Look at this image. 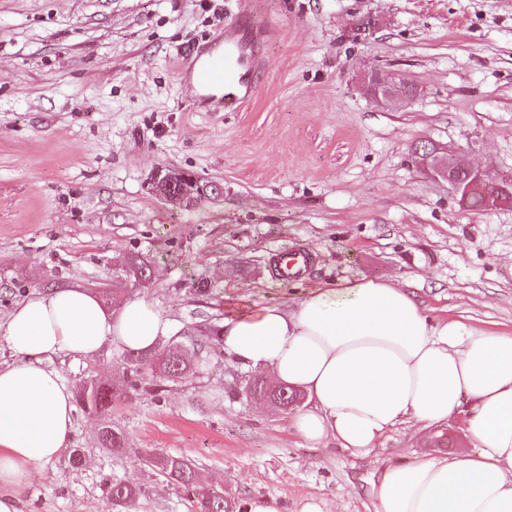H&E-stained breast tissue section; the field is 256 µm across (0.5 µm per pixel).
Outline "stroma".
<instances>
[{
	"label": "stroma",
	"instance_id": "1",
	"mask_svg": "<svg viewBox=\"0 0 512 512\" xmlns=\"http://www.w3.org/2000/svg\"><path fill=\"white\" fill-rule=\"evenodd\" d=\"M243 7L248 25L273 30L256 96L235 112L186 109L185 51ZM367 17L375 26L358 30ZM375 68L416 84L418 99L385 108L358 92ZM423 141L512 179V0H0V319L52 280L116 282L124 298L152 299L176 336L372 277L408 287L436 321L510 333L512 207L461 209L417 166ZM161 169L224 192L166 200L151 190ZM292 248L312 252L309 272L272 277L271 258ZM134 254L149 284L118 280ZM121 360L113 344L52 358L71 388L100 379L118 397L104 416L76 409L68 452L20 491L23 512H199L145 466L148 451L190 459L233 512L269 496L284 512L309 498L375 512L386 462L466 444L456 418L398 426L368 456L311 448L293 413L232 396L256 371L227 355L161 394L127 389ZM106 425L124 453L103 447ZM109 477L142 488L130 510L107 500Z\"/></svg>",
	"mask_w": 512,
	"mask_h": 512
}]
</instances>
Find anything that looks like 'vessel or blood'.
I'll return each mask as SVG.
<instances>
[{
    "instance_id": "obj_1",
    "label": "vessel or blood",
    "mask_w": 512,
    "mask_h": 512,
    "mask_svg": "<svg viewBox=\"0 0 512 512\" xmlns=\"http://www.w3.org/2000/svg\"><path fill=\"white\" fill-rule=\"evenodd\" d=\"M264 41L265 33L259 29L253 42H244L238 35L237 23L233 22L223 36L189 48L178 73L184 98L200 111H237L253 98L268 67L260 48ZM311 263L309 252L286 250L278 255L274 272L299 277Z\"/></svg>"
}]
</instances>
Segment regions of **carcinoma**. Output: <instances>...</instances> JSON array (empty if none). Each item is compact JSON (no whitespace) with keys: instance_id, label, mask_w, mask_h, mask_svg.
<instances>
[{"instance_id":"cac0c4a2","label":"carcinoma","mask_w":512,"mask_h":512,"mask_svg":"<svg viewBox=\"0 0 512 512\" xmlns=\"http://www.w3.org/2000/svg\"><path fill=\"white\" fill-rule=\"evenodd\" d=\"M222 325H207L195 336L181 337L177 342L187 350V355L178 357L172 355L174 344H169L161 352H126L123 355V365L132 372L128 387L131 389H149L159 391L156 378L173 382L194 371V358L201 353H216L222 351ZM242 393L257 400L260 405L274 406V402L285 403V397L295 394V390L284 385L274 386L265 380L249 378L245 380ZM115 393L106 388L102 381L91 379L78 391L79 404L88 409L106 411L112 407ZM102 444L112 449V453L120 454L126 448L123 433L109 427L102 431ZM147 467L159 471L174 484L188 490L196 499L200 512H229V506L224 501V493L202 483L196 473L195 466L180 456L157 455L149 453L145 457ZM106 497L112 505L121 508L132 506L141 495V488L126 484L121 480L108 479L105 489Z\"/></svg>"}]
</instances>
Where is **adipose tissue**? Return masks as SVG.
<instances>
[{
    "label": "adipose tissue",
    "instance_id": "adipose-tissue-1",
    "mask_svg": "<svg viewBox=\"0 0 512 512\" xmlns=\"http://www.w3.org/2000/svg\"><path fill=\"white\" fill-rule=\"evenodd\" d=\"M169 331L145 296L111 312L72 286L13 305L0 322L13 355L0 364V512H21L17 489L75 431L72 391L49 359L92 358L112 343L150 351ZM224 351L306 395L294 429L310 446L331 439L366 456L396 426L463 418L468 447L378 470L375 512H512V333L431 323L406 288L363 277L226 321Z\"/></svg>",
    "mask_w": 512,
    "mask_h": 512
}]
</instances>
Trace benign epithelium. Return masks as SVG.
<instances>
[{
	"label": "benign epithelium",
	"instance_id": "7a95c632",
	"mask_svg": "<svg viewBox=\"0 0 512 512\" xmlns=\"http://www.w3.org/2000/svg\"><path fill=\"white\" fill-rule=\"evenodd\" d=\"M383 70L376 69L364 76L359 90L373 98L376 102L388 106L399 95L398 77L383 82L378 76ZM418 165L429 175L448 181L458 196L460 206H465L471 188L478 186L485 194V206L488 210L512 206V193L507 191L503 182L490 176L485 170L470 163H465L463 169L468 173L470 182L459 181L455 178L456 162L451 159L448 150L435 143L426 145L424 150L414 154ZM153 191H168L180 204L193 205L208 194L220 195L224 188L219 184L204 183L195 175L173 170L159 171L153 181Z\"/></svg>",
	"mask_w": 512,
	"mask_h": 512
}]
</instances>
